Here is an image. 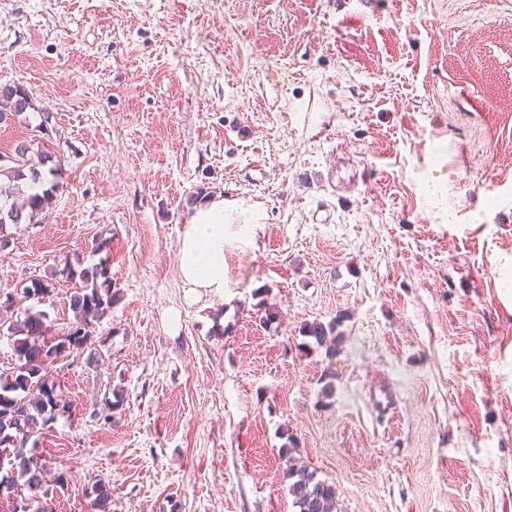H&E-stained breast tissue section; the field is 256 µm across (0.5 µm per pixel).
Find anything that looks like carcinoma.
<instances>
[{
	"instance_id": "obj_1",
	"label": "carcinoma",
	"mask_w": 512,
	"mask_h": 512,
	"mask_svg": "<svg viewBox=\"0 0 512 512\" xmlns=\"http://www.w3.org/2000/svg\"><path fill=\"white\" fill-rule=\"evenodd\" d=\"M32 106L22 86L0 85V122ZM57 171L56 167L39 169L23 152L8 159L0 155V244L7 242V225L30 221L48 208L58 188L50 177L56 176ZM63 274L81 282L69 299L73 321L67 331H55L47 321L46 312H32L28 308L24 310V318L6 328L13 340L10 361L0 367V449L12 447V441L18 437L32 442V447L16 451L11 464L0 472V512H54L37 495L50 460L34 446L64 408L60 407L57 387L48 382L44 369L59 358L94 348L93 324L100 321L116 298L105 258L90 267L79 261L68 264ZM53 293L50 279L33 278L20 293L0 294V307L12 308L31 299L43 304L53 300ZM335 330L334 322L326 325L312 322L302 333L312 338L316 346H324L334 354ZM297 448L296 440L288 438V447L284 448L287 457L284 476L288 479L293 505L298 512H342L332 485L315 479L307 468L292 463Z\"/></svg>"
}]
</instances>
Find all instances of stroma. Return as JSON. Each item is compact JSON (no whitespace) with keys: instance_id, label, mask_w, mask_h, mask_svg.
Instances as JSON below:
<instances>
[{"instance_id":"stroma-1","label":"stroma","mask_w":512,"mask_h":512,"mask_svg":"<svg viewBox=\"0 0 512 512\" xmlns=\"http://www.w3.org/2000/svg\"><path fill=\"white\" fill-rule=\"evenodd\" d=\"M6 83L0 154L60 177L0 292L103 258L117 292L47 368L54 512H296L291 435L344 512H512V0H0ZM218 195L261 216L220 298L177 256ZM33 103L20 85H0V122H6L10 116L26 112ZM336 330V323L330 322L327 325L321 322H312L306 324L303 328L302 333L306 337H310L314 340V343L317 347L325 346L326 350L331 353H336V345L337 340L336 336H334V332Z\"/></svg>"}]
</instances>
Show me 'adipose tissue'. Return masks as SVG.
<instances>
[{
  "label": "adipose tissue",
  "instance_id": "adipose-tissue-1",
  "mask_svg": "<svg viewBox=\"0 0 512 512\" xmlns=\"http://www.w3.org/2000/svg\"><path fill=\"white\" fill-rule=\"evenodd\" d=\"M258 222L252 209L226 207L220 197L198 207L179 240V271L184 283L191 288L223 294L224 239L233 234L241 241H250Z\"/></svg>",
  "mask_w": 512,
  "mask_h": 512
}]
</instances>
